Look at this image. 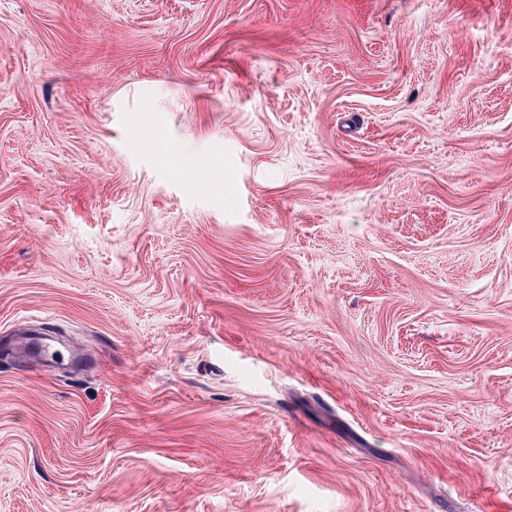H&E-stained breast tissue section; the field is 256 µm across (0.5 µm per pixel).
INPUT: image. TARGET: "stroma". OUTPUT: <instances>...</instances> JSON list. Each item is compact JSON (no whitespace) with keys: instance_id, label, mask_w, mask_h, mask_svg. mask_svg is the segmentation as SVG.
<instances>
[{"instance_id":"obj_1","label":"stroma","mask_w":512,"mask_h":512,"mask_svg":"<svg viewBox=\"0 0 512 512\" xmlns=\"http://www.w3.org/2000/svg\"><path fill=\"white\" fill-rule=\"evenodd\" d=\"M0 512H512V0H0Z\"/></svg>"}]
</instances>
